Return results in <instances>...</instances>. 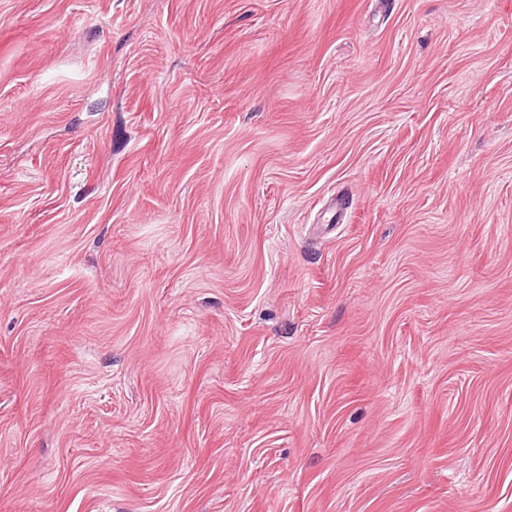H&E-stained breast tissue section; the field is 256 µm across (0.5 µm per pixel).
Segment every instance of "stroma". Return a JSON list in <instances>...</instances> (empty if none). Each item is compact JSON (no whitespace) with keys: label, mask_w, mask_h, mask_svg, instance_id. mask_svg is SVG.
<instances>
[{"label":"stroma","mask_w":512,"mask_h":512,"mask_svg":"<svg viewBox=\"0 0 512 512\" xmlns=\"http://www.w3.org/2000/svg\"><path fill=\"white\" fill-rule=\"evenodd\" d=\"M0 512H512V0H0Z\"/></svg>","instance_id":"1"}]
</instances>
